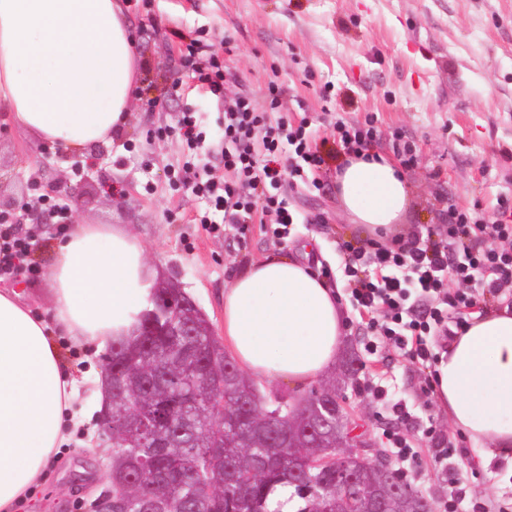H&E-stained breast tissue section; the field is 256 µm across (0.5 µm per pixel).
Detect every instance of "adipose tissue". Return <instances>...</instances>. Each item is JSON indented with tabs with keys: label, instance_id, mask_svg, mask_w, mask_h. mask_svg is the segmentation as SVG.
<instances>
[{
	"label": "adipose tissue",
	"instance_id": "obj_1",
	"mask_svg": "<svg viewBox=\"0 0 512 512\" xmlns=\"http://www.w3.org/2000/svg\"><path fill=\"white\" fill-rule=\"evenodd\" d=\"M136 59L118 0H0V113L36 142L71 153L122 129ZM353 220L386 234L408 186L384 156L348 158L338 172ZM51 309L39 314L0 289V512L46 481L81 417L78 378L59 337L95 356L127 334L155 283L142 246L124 229L77 224L56 244ZM335 288L309 264L252 262L224 291V342L248 377L307 386L332 370L342 342ZM450 423L482 447V463L512 473V309L472 314L434 367Z\"/></svg>",
	"mask_w": 512,
	"mask_h": 512
}]
</instances>
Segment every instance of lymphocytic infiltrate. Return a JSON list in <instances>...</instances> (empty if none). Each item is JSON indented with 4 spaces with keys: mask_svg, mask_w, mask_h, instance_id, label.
<instances>
[{
    "mask_svg": "<svg viewBox=\"0 0 512 512\" xmlns=\"http://www.w3.org/2000/svg\"><path fill=\"white\" fill-rule=\"evenodd\" d=\"M168 37L178 43V58L167 94L184 102L176 132L194 149L203 137L194 98L223 100L228 69L219 55L208 52L205 29L174 28ZM270 96L265 108L245 95L226 102L217 149L228 179L208 178L196 166L176 176L179 189L208 203L198 223L213 224L217 213L223 223L240 225L268 216L272 238L284 239L300 217L290 208L283 182H307L310 173L328 167L338 155H360L378 137L377 117L361 122L336 117L328 123L326 143L315 144L307 120L294 124L278 114V88H271ZM498 240L512 241V222L487 221L452 207L438 231L406 241L338 242V267H322L321 273L341 275L350 304L366 317L373 336L365 345L367 354L391 342L427 369L437 358L433 337L447 335L449 326L463 327L468 309L477 303L512 293V248H495ZM452 282L459 286L453 294L448 291Z\"/></svg>",
    "mask_w": 512,
    "mask_h": 512,
    "instance_id": "obj_1",
    "label": "lymphocytic infiltrate"
}]
</instances>
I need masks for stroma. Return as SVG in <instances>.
<instances>
[{
    "mask_svg": "<svg viewBox=\"0 0 512 512\" xmlns=\"http://www.w3.org/2000/svg\"><path fill=\"white\" fill-rule=\"evenodd\" d=\"M121 6L140 64L125 127L104 144L97 170L86 174L76 169L73 153L51 156L47 166L33 170L27 161L37 148L33 137L1 123L0 172L8 179L0 195L20 194L36 174L71 185L89 178L78 195L62 201L72 219L115 225L134 236L151 267L179 274L215 335L223 333L225 288L253 261L304 254L309 264H332L337 239L364 242L372 234L345 212L332 169L316 173L321 190L288 188L299 213L321 220L295 226L283 240L257 224L241 234L231 226L214 233L192 223L205 203L176 191L171 180L189 151L178 136H154L157 128L176 125L181 105L144 106L175 76L177 51L165 31L208 29L231 72L225 99L248 95L263 102L269 85H277L281 112L307 117L314 139L326 136L328 115L335 112L350 121L377 117L380 137L372 149L385 156L393 154L394 136L415 142L417 160L404 170L410 199L396 235L436 228L448 204L492 219L499 200L512 199V0H152L147 12L132 0ZM228 37L234 45L229 53ZM199 105L207 133L199 158L221 177L224 164L209 147L224 124V107L206 98ZM21 230L31 238L36 270L22 265L1 275L0 289L22 291L45 310L51 305L48 270L66 227L53 218ZM344 314L342 358H353L356 375L370 373L411 414L395 423L382 404L356 393L353 379L342 382L341 395L374 451L388 453L383 433L401 426L416 451L405 464L413 473L410 484L428 496L433 512H444L448 475L436 461L438 440L423 433L436 426L456 448L461 512H512V477L497 465H482L479 446L449 425L435 394L422 390L426 371L388 345L367 357L355 311L348 306ZM109 445L97 419H90L51 462L36 500L18 512H92L102 490V450Z\"/></svg>",
    "mask_w": 512,
    "mask_h": 512,
    "instance_id": "1",
    "label": "stroma"
}]
</instances>
